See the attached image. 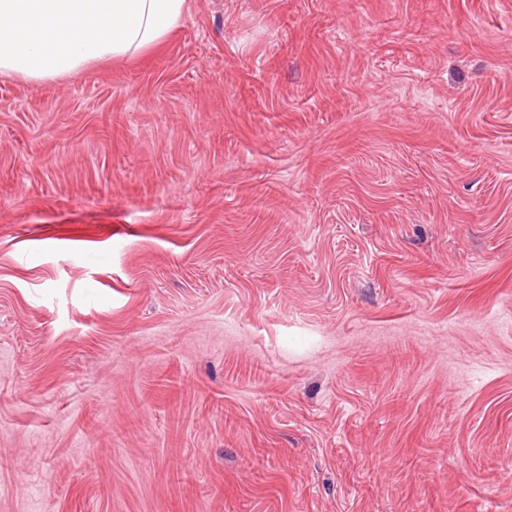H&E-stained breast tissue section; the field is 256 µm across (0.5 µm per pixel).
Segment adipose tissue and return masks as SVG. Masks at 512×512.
Instances as JSON below:
<instances>
[{
    "mask_svg": "<svg viewBox=\"0 0 512 512\" xmlns=\"http://www.w3.org/2000/svg\"><path fill=\"white\" fill-rule=\"evenodd\" d=\"M185 0H0V74L51 78L160 44Z\"/></svg>",
    "mask_w": 512,
    "mask_h": 512,
    "instance_id": "ef3b65f1",
    "label": "adipose tissue"
}]
</instances>
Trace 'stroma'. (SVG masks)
I'll list each match as a JSON object with an SVG mask.
<instances>
[{
    "mask_svg": "<svg viewBox=\"0 0 512 512\" xmlns=\"http://www.w3.org/2000/svg\"><path fill=\"white\" fill-rule=\"evenodd\" d=\"M0 512H512V0L0 74Z\"/></svg>",
    "mask_w": 512,
    "mask_h": 512,
    "instance_id": "stroma-1",
    "label": "stroma"
}]
</instances>
